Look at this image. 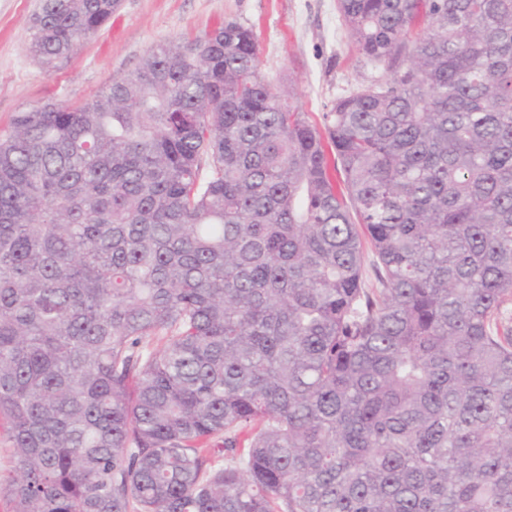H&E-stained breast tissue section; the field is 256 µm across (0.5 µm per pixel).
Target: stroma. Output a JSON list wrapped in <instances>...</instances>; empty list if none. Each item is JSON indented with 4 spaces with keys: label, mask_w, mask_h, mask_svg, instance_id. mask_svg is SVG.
<instances>
[{
    "label": "stroma",
    "mask_w": 512,
    "mask_h": 512,
    "mask_svg": "<svg viewBox=\"0 0 512 512\" xmlns=\"http://www.w3.org/2000/svg\"><path fill=\"white\" fill-rule=\"evenodd\" d=\"M36 4L0 0V132L15 112L50 99L82 106L112 76L135 68L151 47L193 42L228 20L253 30L263 73L292 85L296 105L315 124L337 98L385 74L347 36L337 0H119L111 21L62 69L47 72L27 51Z\"/></svg>",
    "instance_id": "35a3bbf8"
}]
</instances>
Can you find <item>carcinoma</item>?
<instances>
[{"label": "carcinoma", "instance_id": "cac0c4a2", "mask_svg": "<svg viewBox=\"0 0 512 512\" xmlns=\"http://www.w3.org/2000/svg\"><path fill=\"white\" fill-rule=\"evenodd\" d=\"M118 2L38 0L31 57ZM338 11L387 71L322 130L233 21L15 113L10 512H512V0Z\"/></svg>", "mask_w": 512, "mask_h": 512}]
</instances>
